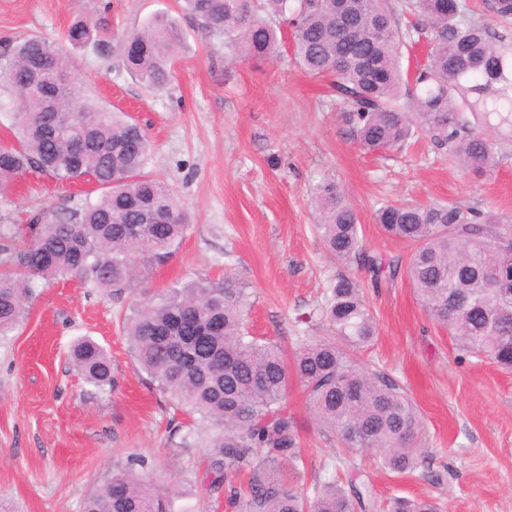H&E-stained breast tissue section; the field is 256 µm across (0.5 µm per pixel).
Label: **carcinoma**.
<instances>
[{
    "label": "carcinoma",
    "instance_id": "obj_1",
    "mask_svg": "<svg viewBox=\"0 0 512 512\" xmlns=\"http://www.w3.org/2000/svg\"><path fill=\"white\" fill-rule=\"evenodd\" d=\"M507 21L512 0H487ZM183 9L211 32L241 43L248 55L273 56L290 37L292 56L309 75L332 78L339 118L367 151L403 148L413 124L464 168L489 172L499 143L482 127L500 129L512 146V36L495 31L467 0H183ZM426 39L427 61L404 67V51ZM74 45L107 43L87 25L71 27ZM127 72L162 89L172 78L182 33L158 14L127 36ZM43 62L60 79L56 111L18 81ZM62 51L38 37L0 42V106L12 109L16 142L0 146V190L18 172L35 169L61 182L91 176L100 195L66 206L55 220L31 225V242L0 233V338L29 310L30 283L82 276L105 291L133 290L149 269L166 263L184 237L186 213L171 186L145 172L150 143L140 123L80 99ZM316 229L325 248L354 260L374 285L403 275L424 309L448 327L468 357L512 369V224L456 203L385 202L375 221L414 247L407 265L363 250L359 218L332 175L313 188ZM249 283L232 272L200 278L135 302L123 323L133 357L197 425H177L179 447L205 440L211 449L207 490L233 486L239 512H442L431 498L379 501L349 477L314 490L286 481L278 465L301 460L289 381L306 394L319 423L349 448L374 450L395 473L417 468L421 420L400 387L358 357L376 335L364 286L340 276L329 286L321 320L331 336L305 340L287 358L276 343L250 335ZM74 370L103 389L112 385L105 349L90 338L71 351ZM139 460L115 465L85 499L82 512H173L169 495L137 477Z\"/></svg>",
    "mask_w": 512,
    "mask_h": 512
}]
</instances>
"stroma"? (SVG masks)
<instances>
[{
    "instance_id": "obj_1",
    "label": "stroma",
    "mask_w": 512,
    "mask_h": 512,
    "mask_svg": "<svg viewBox=\"0 0 512 512\" xmlns=\"http://www.w3.org/2000/svg\"><path fill=\"white\" fill-rule=\"evenodd\" d=\"M160 11L175 19L183 44L169 85L156 90L125 71L122 39ZM78 22L111 32L109 56L66 42ZM27 36L62 46L82 96L144 126L152 144L145 169L186 211L183 240L144 278L149 293L236 272L251 288L252 336L292 349L297 337L327 336L316 313L330 279L364 282L377 336L362 357L417 409L425 429L418 466L393 473L373 450H346L292 384L288 410L303 462L283 464L285 476L311 486L348 469L382 500L431 496L444 512H512V371L462 358L405 277L375 288L363 268L330 255L310 195L323 175H335L366 251L405 263L413 248L376 224L381 203L448 201L512 218V148L484 175L461 168L422 131L401 152L363 150L339 120L329 79L304 73L286 52L244 56L184 17L176 0H0V39ZM98 195L88 180L63 184L24 172L0 193V214L24 226L51 220L70 197ZM133 300L78 277L40 282L26 318L0 339V503L9 512H81L113 466L134 459L174 492L177 512H234L228 488L206 489L207 449L170 443L171 399L139 370L123 334ZM83 336L107 350L112 388L73 370L68 348Z\"/></svg>"
}]
</instances>
